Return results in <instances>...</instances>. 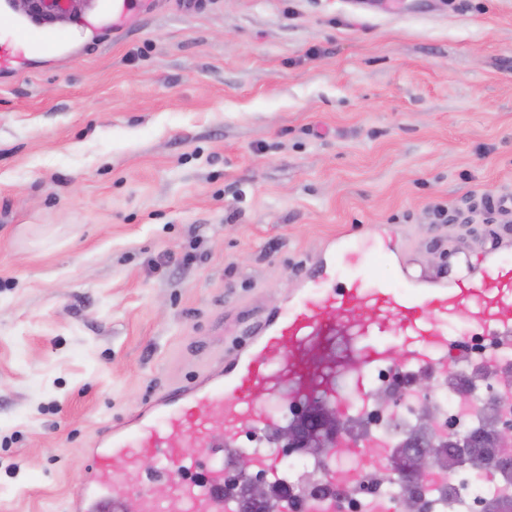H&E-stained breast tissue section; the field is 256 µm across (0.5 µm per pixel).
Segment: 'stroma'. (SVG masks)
<instances>
[{
	"instance_id": "35a3bbf8",
	"label": "stroma",
	"mask_w": 512,
	"mask_h": 512,
	"mask_svg": "<svg viewBox=\"0 0 512 512\" xmlns=\"http://www.w3.org/2000/svg\"><path fill=\"white\" fill-rule=\"evenodd\" d=\"M103 3L0 73V512H66L377 230L397 289L512 262V0H153L98 43Z\"/></svg>"
}]
</instances>
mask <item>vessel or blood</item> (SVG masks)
<instances>
[{"label":"vessel or blood","instance_id":"vessel-or-blood-1","mask_svg":"<svg viewBox=\"0 0 512 512\" xmlns=\"http://www.w3.org/2000/svg\"><path fill=\"white\" fill-rule=\"evenodd\" d=\"M141 4L108 0L104 10L81 14L79 24L96 34L120 32ZM0 13L11 17L9 37L0 39V73L23 70L32 54L59 51L55 34L13 15L11 0H0ZM311 276L317 288L272 317L230 370L160 397L111 428L72 491L70 512H126L129 486L146 458L155 478L174 483L165 499L141 494L139 512H240L238 500L225 493L224 480L244 428H280L284 410L294 405L363 414L371 400L370 376L388 364L447 374L448 359L459 355L462 341L446 321L461 308L469 328L483 331L497 347L512 345V266L421 294L400 292L365 271L345 288L325 286L321 270ZM338 334L347 338L357 366L345 369L321 360V347ZM197 448L210 449V456L196 459ZM341 458L335 450L317 463L331 483L324 495L283 500L281 512H339L337 488L352 487L361 477L357 471L342 473Z\"/></svg>","mask_w":512,"mask_h":512}]
</instances>
